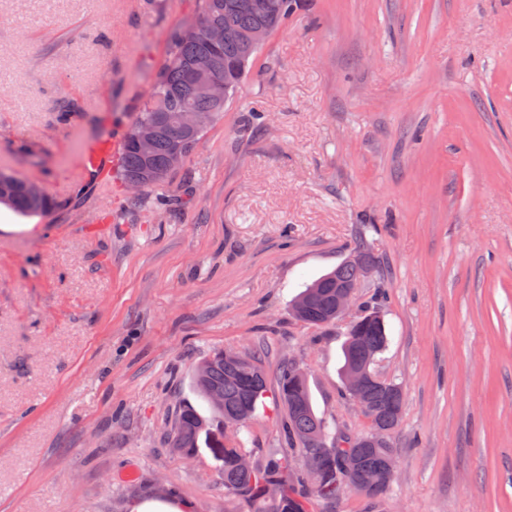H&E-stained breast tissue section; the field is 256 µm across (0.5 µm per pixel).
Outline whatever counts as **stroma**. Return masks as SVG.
I'll return each mask as SVG.
<instances>
[{"instance_id": "stroma-1", "label": "stroma", "mask_w": 512, "mask_h": 512, "mask_svg": "<svg viewBox=\"0 0 512 512\" xmlns=\"http://www.w3.org/2000/svg\"><path fill=\"white\" fill-rule=\"evenodd\" d=\"M197 0H0V168L56 207H0V512H240L211 449L166 448L213 350L256 352L264 405L235 429L282 450L277 376L304 370L330 433L368 432L340 368L350 318L294 298L365 244L355 292L404 393L394 475L309 512H512V0H295L167 191L176 210L74 181L122 143ZM115 151V145L108 143L104 145H92L85 149L83 159L79 165L77 174L79 178L93 176L98 174V178L103 185H109V172L102 168L103 158ZM182 504L171 499H144L134 503L130 512H184Z\"/></svg>"}]
</instances>
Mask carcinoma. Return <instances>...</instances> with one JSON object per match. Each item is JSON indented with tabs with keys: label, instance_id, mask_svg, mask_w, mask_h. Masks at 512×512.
<instances>
[{
	"label": "carcinoma",
	"instance_id": "cac0c4a2",
	"mask_svg": "<svg viewBox=\"0 0 512 512\" xmlns=\"http://www.w3.org/2000/svg\"><path fill=\"white\" fill-rule=\"evenodd\" d=\"M232 0H199L197 18L205 26L229 27L236 37L218 49L203 37L186 41L174 30L164 63L154 76L147 99L128 128L122 147L123 179L139 176L148 167L163 169L178 145L189 157L201 142L214 119L223 114L246 76L250 63L260 48L252 45L247 35L257 28L269 32L277 30L288 17L292 0H260L255 11L242 13L233 10ZM214 59L213 74L224 83V101H216L199 92L190 78V65L200 56ZM196 112L204 124L177 141L172 136L180 123L182 113ZM158 123L153 152L144 157L134 141L138 128ZM169 179L151 182L137 193L128 196L132 205L139 204L149 193L159 195V201ZM0 203L10 206L24 217L49 215L55 208L50 194L40 200L31 198L23 187V178L0 169ZM360 286L358 269L348 263L323 275L299 294L307 298L304 306H293L297 319L309 325H325L336 320V282ZM389 339L384 319L375 311L358 317L350 326L343 345L342 375L355 369L376 376L377 356L388 346ZM192 387L209 406L211 416L201 414L192 404H182L170 418L166 436L168 447L185 457L192 456L200 444H205L222 461L224 496L242 505V512H307L310 500L316 498L330 502L347 488L354 487L353 470L370 474L380 470L393 456L389 443L390 433L397 427L404 399H395L391 390L397 384L381 380L369 386L364 413L371 420V431L339 441L328 440L325 421L315 413L308 380L293 363L285 362L279 372L278 397L287 410V433L296 442V451L303 461L320 460L325 480L319 489H310L304 483L305 469L293 468L286 453H270L252 470L244 471L239 461L243 456L234 440L224 439V428L246 421L255 412L258 402L267 391L265 372L253 353L218 349L204 358L194 370ZM220 391L223 401L216 402L212 395ZM278 483L280 496L267 498L264 485Z\"/></svg>",
	"mask_w": 512,
	"mask_h": 512
}]
</instances>
